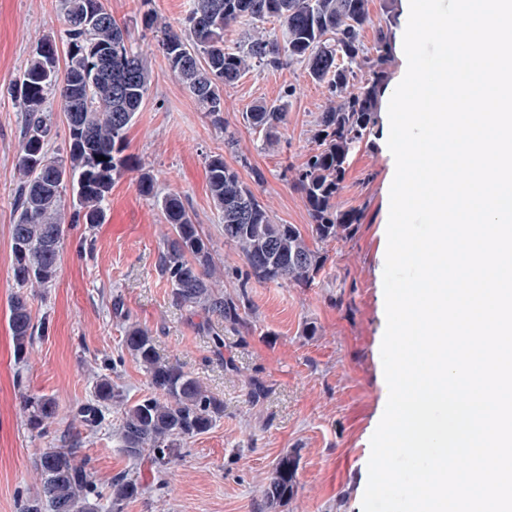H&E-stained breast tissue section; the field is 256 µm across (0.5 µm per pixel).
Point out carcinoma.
Instances as JSON below:
<instances>
[{"label":"carcinoma","instance_id":"obj_1","mask_svg":"<svg viewBox=\"0 0 512 512\" xmlns=\"http://www.w3.org/2000/svg\"><path fill=\"white\" fill-rule=\"evenodd\" d=\"M394 0H380L384 22L365 42L371 25L370 0H192L177 29L157 27L150 11L142 26L160 33L157 46L170 69L200 105L204 117L224 125V88L253 68H304L308 78L327 89L333 104L319 113L311 137L313 147L295 171L294 187L310 218L303 229L278 224L224 155L207 157L209 192L224 227V242L241 256L235 270L239 287L250 281L309 287L329 260L327 246L350 237L361 221L357 210H341L336 199L344 188L350 155L367 142L378 121L382 94L389 83L394 54L391 28ZM275 20L281 39L260 34V25ZM253 33L235 47L225 35L234 24ZM65 56L55 37H46L33 51L22 75L11 87L24 115L18 161L20 184L16 217L11 225L13 278L23 288L47 285L57 274L62 239V211L72 196L71 222L101 224L104 203L115 178L137 166L125 154L126 133L143 106L150 85L148 51L138 47L128 27L117 21L102 0H64ZM66 117V157L49 153L50 99ZM82 102L72 111L69 100ZM288 117V104L260 103L242 113L243 125L274 148ZM104 160H99V157ZM140 192L155 199L170 233L160 253V271L171 285L178 306L197 305L224 319L236 330L246 324L245 294L215 291L216 267L210 239L178 193L157 197L153 176L144 172ZM15 358L24 359L37 331L25 297L16 295L10 308ZM123 345L143 368L151 392L128 404L124 391L109 375L101 376L92 397L74 409V419L88 430L98 427L106 410L116 407L119 435L126 455H153L160 466L171 463L188 438L207 432L224 415V404L176 361L161 357L154 336L131 323ZM55 397L27 396L23 408L37 434L57 412ZM79 449L62 445L45 449L39 458L41 488L25 512H99L100 493L93 472L78 458ZM298 457L282 456L265 490L260 509L266 512L288 502L296 492ZM133 477L112 479L111 512L143 494Z\"/></svg>","mask_w":512,"mask_h":512}]
</instances>
